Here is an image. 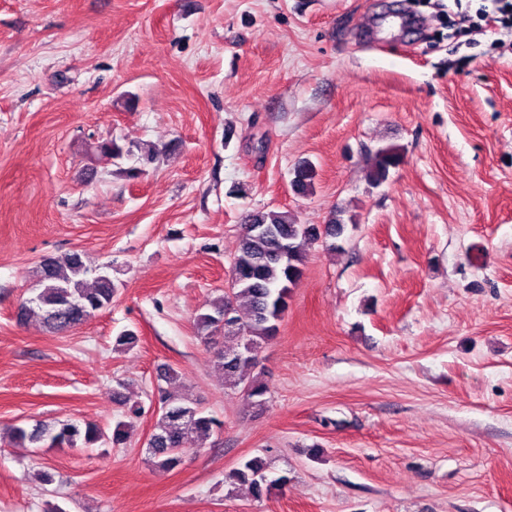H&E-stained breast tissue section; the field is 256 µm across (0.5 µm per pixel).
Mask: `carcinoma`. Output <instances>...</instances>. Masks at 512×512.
Here are the masks:
<instances>
[{
	"label": "carcinoma",
	"mask_w": 512,
	"mask_h": 512,
	"mask_svg": "<svg viewBox=\"0 0 512 512\" xmlns=\"http://www.w3.org/2000/svg\"><path fill=\"white\" fill-rule=\"evenodd\" d=\"M98 155L121 159L133 154L132 147L119 145L113 139L95 143ZM401 159L397 149H378L372 159L369 178L380 184L388 178L390 168ZM315 169L303 161L293 170L292 183L299 193L310 192ZM347 224L333 218L322 228L300 224L287 211H258L249 216L233 257V281L224 294L217 296L210 311L197 316L199 337L213 349L215 367L224 374L229 387L243 393L261 408L268 388L259 376L258 348L272 336L288 310L290 288L303 274L307 245L323 236L340 239ZM92 277V283L86 277ZM38 293L21 306L20 318L36 313L53 333L63 334L84 323L98 311L112 305L117 287L103 267L86 263L80 254L54 257L40 264L35 284ZM232 309L235 328L224 329V310ZM119 382L113 389L116 402L125 407L124 418L116 421L112 433L94 423L79 425L63 422L54 430L47 424L11 427L12 443L21 448H39L48 441L68 448H96L125 444L133 420L143 413V406L130 402ZM161 401L155 432L148 442L152 465L163 472L179 467L188 448L200 447L223 426V421L204 414L198 404L166 388L158 387ZM224 484L232 489L247 490L256 499L273 490L288 486V476L271 475L270 464L254 457L239 463L224 475Z\"/></svg>",
	"instance_id": "obj_1"
}]
</instances>
